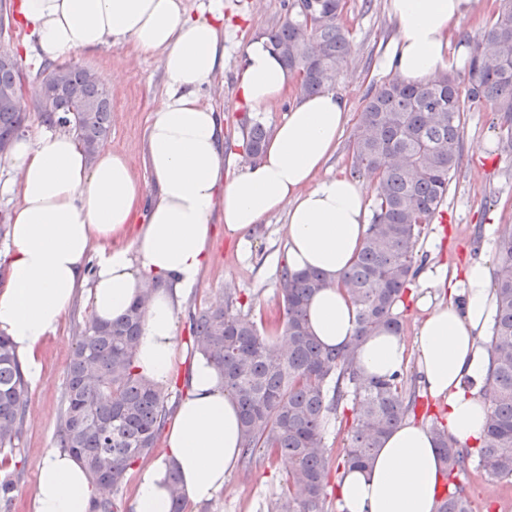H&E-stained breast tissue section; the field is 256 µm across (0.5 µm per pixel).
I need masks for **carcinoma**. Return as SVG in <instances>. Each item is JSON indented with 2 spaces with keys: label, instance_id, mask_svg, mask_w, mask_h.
<instances>
[{
  "label": "carcinoma",
  "instance_id": "cac0c4a2",
  "mask_svg": "<svg viewBox=\"0 0 512 512\" xmlns=\"http://www.w3.org/2000/svg\"><path fill=\"white\" fill-rule=\"evenodd\" d=\"M342 0H296L268 34L288 72L301 76L296 90L313 95L332 87L347 63L350 31ZM36 108L43 122L72 132L94 156L112 129V100L104 86L76 64L46 63ZM15 58L0 50V150L21 134L20 103L11 88ZM466 87L445 74L413 87L392 79L367 94L355 126L351 174L375 172L372 221L344 285L356 309L357 341L324 346L310 331L309 307L326 285L318 271L283 270V318L260 327L247 314L222 305L191 316L189 344L224 375V390L240 408L241 463L256 455L286 456L292 463L278 512H325L327 414L350 398L354 426L342 449L347 468L362 467L382 437L417 402L404 378L363 382L356 368L358 341L380 331L404 335L396 312L420 270L417 244L423 225L443 204L460 160L468 103H490L500 121L499 149L512 151V0H497L465 72ZM244 158L257 160L268 128L247 115L240 120ZM493 278L496 310L488 352L490 412L479 464L496 481L512 479V225L502 228ZM146 299L112 322L93 321L81 333L66 373L60 447L80 459L88 477L116 495L127 471L149 455L166 422L161 391L133 365ZM27 382L11 341L0 334V454L13 451L27 407ZM446 476L465 467L467 455L435 425ZM437 512H475L460 487L440 498Z\"/></svg>",
  "mask_w": 512,
  "mask_h": 512
}]
</instances>
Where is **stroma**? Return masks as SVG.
Returning <instances> with one entry per match:
<instances>
[{
	"label": "stroma",
	"mask_w": 512,
	"mask_h": 512,
	"mask_svg": "<svg viewBox=\"0 0 512 512\" xmlns=\"http://www.w3.org/2000/svg\"><path fill=\"white\" fill-rule=\"evenodd\" d=\"M224 70L201 92L224 121V135L232 142L226 172L242 165V134L239 121L249 106L240 92V78L247 44L277 26L291 0H223ZM343 20L351 31L348 63L337 77L334 92L347 101L348 122L339 139L326 172L330 175L349 171L353 132L365 96L389 77L379 69L385 47L394 33L385 0H345ZM26 95L22 108L26 114L24 134L37 138L48 127L37 112L34 100L43 62L35 53H18ZM94 73L114 75L119 85L112 96V131L107 148L124 153L136 177L145 185L146 195L156 188L150 182L145 157L147 126L164 93L159 54L138 50L133 44H110L94 52L78 53L74 59ZM500 127L493 121L490 106L473 103L464 115L463 147L459 168L452 178L448 195L430 224L425 225L417 249L423 259L421 276L415 279L403 297L407 349H414L421 322L429 306L447 301L444 288L425 287V274L445 271L461 273L465 263L498 262L499 229L512 225V153L496 150ZM485 151H476L479 142ZM288 224L285 214H274L259 224L252 237L249 256H241L234 241L216 234L210 244V263L196 287L176 315L179 344L190 334L191 313L227 301L235 311L263 320L282 306L280 274L286 265ZM86 294H79L55 334L39 347L42 379L28 387V406L22 435L17 447L0 463V482L13 484L9 512H34L33 497L38 466L45 454L58 446L66 387V369L82 329L89 323ZM353 404L345 402L324 425L325 454L329 462L327 512H338L337 488L343 470L341 449L352 429ZM466 471L458 473L476 512H512V483L499 487L498 497L487 496L489 478L477 468V456H470ZM289 471L281 461L255 459L251 467L237 466L224 480V489L198 512H270L288 481Z\"/></svg>",
	"instance_id": "obj_1"
}]
</instances>
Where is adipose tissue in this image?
<instances>
[{
  "mask_svg": "<svg viewBox=\"0 0 512 512\" xmlns=\"http://www.w3.org/2000/svg\"><path fill=\"white\" fill-rule=\"evenodd\" d=\"M477 0H386L395 27L380 67L398 81L421 86L463 66L452 53V26ZM21 26L49 60L108 43L129 42L162 56L165 93L147 128V165L157 189L143 208V187L128 158L99 149L88 157L67 132L19 138L7 155L11 177L0 196L15 198L5 260L9 283L0 289V333L11 340L31 382H39L38 348L56 332L78 293L90 313L114 321L144 289L146 306L134 356L138 373L156 386L170 381L176 360V312L210 260L214 210L224 233L249 254L257 224L286 212L292 271L317 269L330 284L309 307L311 330L327 347L356 340L354 308L340 282L351 267L367 224L359 180L320 172L336 151L347 102L325 91L299 99L275 129L263 156L225 175L224 124L200 91L224 67V4L199 12L184 0H20ZM290 76L267 38L246 50L240 87L252 109L265 111L286 92ZM132 238V248L103 242ZM448 303L435 305L420 326L417 366L428 394L446 407L449 436L464 445L484 435L490 368L482 335L495 308L486 263L474 261ZM363 378L393 380L408 363L405 346L384 332L360 341ZM237 401L204 355H196L189 390L168 427L166 450L139 474L134 512H171V472L184 501L197 506L224 486L239 460ZM443 465L430 429L402 421L381 441L364 469L345 470L340 512H436ZM100 493L81 461L50 450L38 467L34 512H89Z\"/></svg>",
  "mask_w": 512,
  "mask_h": 512,
  "instance_id": "1",
  "label": "adipose tissue"
}]
</instances>
